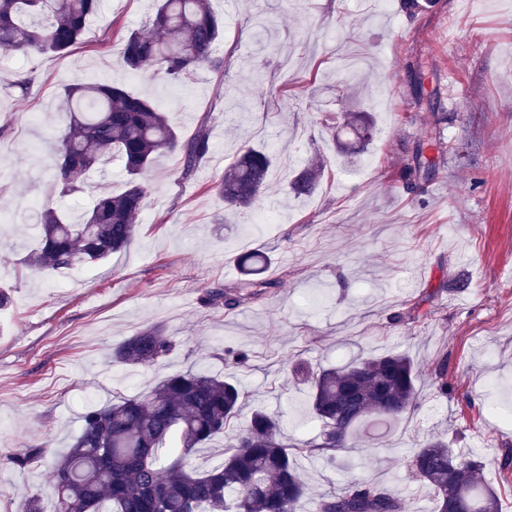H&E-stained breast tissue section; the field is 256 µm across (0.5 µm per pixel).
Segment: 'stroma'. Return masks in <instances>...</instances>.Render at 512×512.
<instances>
[{
	"instance_id": "35a3bbf8",
	"label": "stroma",
	"mask_w": 512,
	"mask_h": 512,
	"mask_svg": "<svg viewBox=\"0 0 512 512\" xmlns=\"http://www.w3.org/2000/svg\"><path fill=\"white\" fill-rule=\"evenodd\" d=\"M418 3L409 13L402 0H210L226 65L201 67L180 86L119 63L154 0H102L84 44L63 56L0 50V286L11 293L0 311V512H21L31 494L53 512L48 466L13 460L35 444L64 451L88 406L141 395L175 373H218L252 394L238 424L264 410L279 415L285 441H310L320 424L289 365L337 368L387 351L414 362L417 408L358 430L344 466L299 459L313 493L359 479L399 494L406 512H435L410 460L444 435L483 463L502 512H512V474L500 471L512 451V0ZM344 49L362 67L350 89ZM25 78L23 97L12 82ZM92 81L158 101L181 139L207 125L213 150L188 179L179 155L159 159L125 250L47 273L23 263L35 243L17 227L19 203L79 212L126 186L116 158L73 196L51 178L63 90ZM342 111L376 122L360 160L330 142L324 116ZM248 145L278 162L268 192L231 214L212 184ZM317 146L329 158L318 190L283 195ZM419 147L433 163L426 182L406 174ZM254 249L267 254L274 288L230 311L207 302L239 279L237 258ZM157 324L176 343L166 358L113 362L114 347Z\"/></svg>"
}]
</instances>
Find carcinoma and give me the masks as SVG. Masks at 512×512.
I'll use <instances>...</instances> for the list:
<instances>
[{
  "instance_id": "1",
  "label": "carcinoma",
  "mask_w": 512,
  "mask_h": 512,
  "mask_svg": "<svg viewBox=\"0 0 512 512\" xmlns=\"http://www.w3.org/2000/svg\"><path fill=\"white\" fill-rule=\"evenodd\" d=\"M98 9L99 0H0V49L67 54L83 43L86 21ZM221 35L209 0H159L149 24L125 38L121 64L132 74L153 70L184 84L205 64L222 67L212 56ZM64 103L67 126L51 172L60 193L82 191L91 168L114 157L129 180L122 192L98 197L76 219L53 209L41 214L34 224L37 246L26 264L43 271L93 264L126 248L148 193L143 177L154 160L181 151L187 179L213 148L208 129L183 142L158 105L110 83L72 85ZM376 134L374 122L354 112L334 137L344 152L348 144L341 136L368 143ZM272 164L270 151L245 146L215 190L226 206L250 208L266 187ZM324 168V160L316 158L289 178L286 192L297 198L313 194ZM432 168L417 150L409 172L425 179ZM238 263L242 278L227 290L207 293L208 302L233 309L273 286L265 276L264 254L252 251ZM174 348L160 327L151 326L121 342L112 361L151 366ZM293 373L309 384L320 440L289 444L281 437L279 418L256 410L236 443L205 470L193 457L240 415L249 398L240 383L206 372L177 373L142 395L89 407L71 446L51 462L54 512H297L306 498L314 512H403L400 496L362 480L313 497L295 457L304 454L334 467L359 425L409 413L418 397L411 359L388 351L339 369L299 363ZM47 456L48 449L39 445L13 463L38 465ZM411 468L433 490L436 512H501L498 493L483 480L482 463L441 437L415 451Z\"/></svg>"
}]
</instances>
